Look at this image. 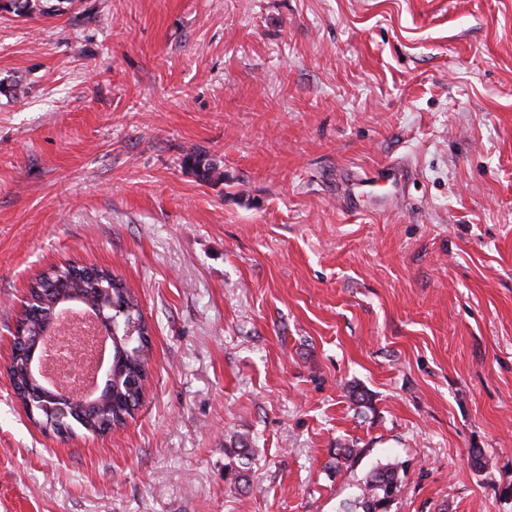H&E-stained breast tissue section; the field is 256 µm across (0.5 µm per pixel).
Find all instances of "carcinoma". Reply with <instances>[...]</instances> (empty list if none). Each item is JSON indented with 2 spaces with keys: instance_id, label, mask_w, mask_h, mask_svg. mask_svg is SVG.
I'll use <instances>...</instances> for the list:
<instances>
[{
  "instance_id": "1",
  "label": "carcinoma",
  "mask_w": 512,
  "mask_h": 512,
  "mask_svg": "<svg viewBox=\"0 0 512 512\" xmlns=\"http://www.w3.org/2000/svg\"><path fill=\"white\" fill-rule=\"evenodd\" d=\"M71 2L73 0H0V13L25 18L45 17L57 14L62 11L61 4ZM184 163L195 169L204 181L212 180L216 174L212 164L204 163L194 155L186 156ZM99 288L111 289L112 301L126 309L123 321L115 322L119 340L112 343V351L116 364L112 367V376L107 378L103 388L107 400L93 411L87 412L79 408L69 411L57 424L58 433L62 437L72 436L78 430L104 435L125 424L126 416L142 400L136 383L145 382L148 375L146 353L150 344V330L130 288L107 269H88L71 264L54 266L29 283L31 297L41 301L46 296L53 298L57 295L64 302L80 297L89 301L90 294ZM42 311L43 315H34L27 319L25 327L22 328V336L15 338V353L7 368L17 397L36 423L44 419L41 405L45 402L54 403L59 396L55 390L42 389L39 377L29 368L30 361L38 358L36 338L51 319L47 314L49 306H43ZM132 323L137 325L135 335L141 337L138 345L140 352L137 354L133 352L131 344L124 340ZM397 469L398 464L389 463L375 469L366 479L361 487L362 512H388L389 504L401 493Z\"/></svg>"
}]
</instances>
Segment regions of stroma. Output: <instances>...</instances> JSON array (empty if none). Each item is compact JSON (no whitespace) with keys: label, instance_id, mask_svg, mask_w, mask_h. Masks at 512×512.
Here are the masks:
<instances>
[{"label":"stroma","instance_id":"stroma-1","mask_svg":"<svg viewBox=\"0 0 512 512\" xmlns=\"http://www.w3.org/2000/svg\"><path fill=\"white\" fill-rule=\"evenodd\" d=\"M69 262L151 327L103 437L45 432L6 376ZM390 462L388 512H512V0L0 15V512H362ZM398 464L376 468L361 487L362 512H388L389 504L401 493Z\"/></svg>","mask_w":512,"mask_h":512}]
</instances>
